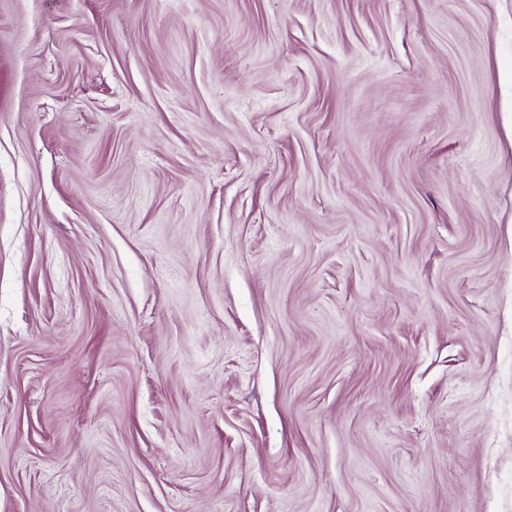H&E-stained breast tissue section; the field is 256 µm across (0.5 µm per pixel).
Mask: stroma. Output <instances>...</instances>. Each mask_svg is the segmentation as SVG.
<instances>
[{
    "label": "stroma",
    "instance_id": "obj_1",
    "mask_svg": "<svg viewBox=\"0 0 512 512\" xmlns=\"http://www.w3.org/2000/svg\"><path fill=\"white\" fill-rule=\"evenodd\" d=\"M0 512H512V0H0Z\"/></svg>",
    "mask_w": 512,
    "mask_h": 512
}]
</instances>
